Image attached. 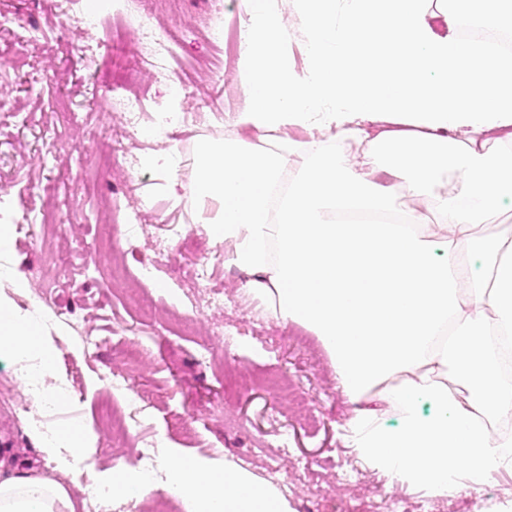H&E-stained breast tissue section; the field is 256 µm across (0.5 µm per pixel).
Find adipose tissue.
I'll return each mask as SVG.
<instances>
[{
  "instance_id": "ef3b65f1",
  "label": "adipose tissue",
  "mask_w": 512,
  "mask_h": 512,
  "mask_svg": "<svg viewBox=\"0 0 512 512\" xmlns=\"http://www.w3.org/2000/svg\"><path fill=\"white\" fill-rule=\"evenodd\" d=\"M298 3L299 70L268 0H242L241 134L199 143L187 198L225 264L247 274L246 293L320 342L355 405L345 441L356 461L434 497L478 489L512 473V235L478 232L512 205V56L458 36L474 0ZM356 116L367 126L347 127ZM335 128L360 155L325 139ZM401 183L435 197L437 223L419 206L393 218ZM2 358L38 361L68 403L42 308L0 292ZM31 435L60 471L96 441L83 422ZM164 468L184 512H290L240 469L177 448ZM100 488L139 503L153 486L116 468ZM0 512L73 509L61 484L21 471L0 480Z\"/></svg>"
}]
</instances>
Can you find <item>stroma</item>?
Returning a JSON list of instances; mask_svg holds the SVG:
<instances>
[{"label": "stroma", "mask_w": 512, "mask_h": 512, "mask_svg": "<svg viewBox=\"0 0 512 512\" xmlns=\"http://www.w3.org/2000/svg\"><path fill=\"white\" fill-rule=\"evenodd\" d=\"M124 17L121 30L85 31L71 0H0V197L12 224L29 225L1 252L30 287L54 281L47 308L58 349L56 370L73 405L49 422L55 430L80 419L97 435L86 458L67 473L56 472L30 435L19 406L27 390L12 361L0 360V422L14 445L0 447V479L13 461H30L35 474L61 482L72 502L117 467L138 466L144 435L158 440L157 457L168 449L207 456L268 475L257 461L258 440L288 435L294 459H281L277 490L293 512H370L373 485L383 487L388 512L425 503L428 512H512V475H496L479 490H460L441 501L366 471L362 484L343 481L355 459L344 440L350 405L337 388L319 341L298 326L267 318L259 301L245 295L243 273L224 264V248L195 229L189 202L172 206L160 190L161 176L146 162L163 148L177 151L180 179L190 185L199 141H229L246 97L235 80L239 54H226L206 36L222 22L229 36L246 31L241 0H97ZM151 14L154 38L138 16ZM175 58L159 62V44ZM137 70L136 87L145 113L188 112V125L168 136H142L112 102V70ZM181 227L179 239L159 223ZM213 271L212 289L224 295L214 308L202 301L194 279L199 258ZM167 281L160 289L158 281ZM97 339L86 349L84 335ZM247 370L250 380L233 402L224 399V373L200 363L201 345ZM119 369L152 417L130 435L113 431L104 410L129 415L121 390L99 374ZM308 472H295V458Z\"/></svg>", "instance_id": "obj_1"}]
</instances>
